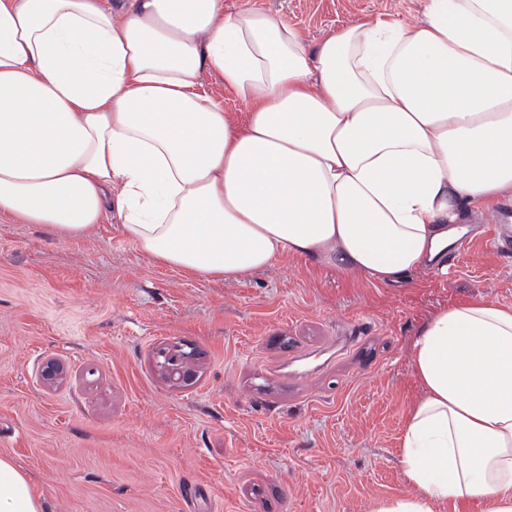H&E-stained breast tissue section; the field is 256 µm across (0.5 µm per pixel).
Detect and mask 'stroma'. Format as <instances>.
<instances>
[{
  "mask_svg": "<svg viewBox=\"0 0 512 512\" xmlns=\"http://www.w3.org/2000/svg\"><path fill=\"white\" fill-rule=\"evenodd\" d=\"M316 42L420 0H224ZM455 269L409 283L300 259L237 282L157 265L116 219L79 239L0 218V457L45 512H187L193 478L215 512H369L408 492L400 444L421 394L419 326L481 294L512 305V252L475 210ZM199 353L172 385L160 349Z\"/></svg>",
  "mask_w": 512,
  "mask_h": 512,
  "instance_id": "obj_1",
  "label": "stroma"
}]
</instances>
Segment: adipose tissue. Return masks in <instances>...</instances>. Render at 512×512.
<instances>
[{
	"label": "adipose tissue",
	"instance_id": "adipose-tissue-1",
	"mask_svg": "<svg viewBox=\"0 0 512 512\" xmlns=\"http://www.w3.org/2000/svg\"><path fill=\"white\" fill-rule=\"evenodd\" d=\"M423 2L312 46L224 0H0V216L74 239L114 214L206 281L445 271L463 214L512 197V0ZM411 357L410 490L370 512H512V305L439 310ZM0 512H43L6 458ZM203 88L218 99L224 105L226 111L234 112L241 116L246 112L245 104L233 95L224 92V87H222V84L216 78H206Z\"/></svg>",
	"mask_w": 512,
	"mask_h": 512
}]
</instances>
